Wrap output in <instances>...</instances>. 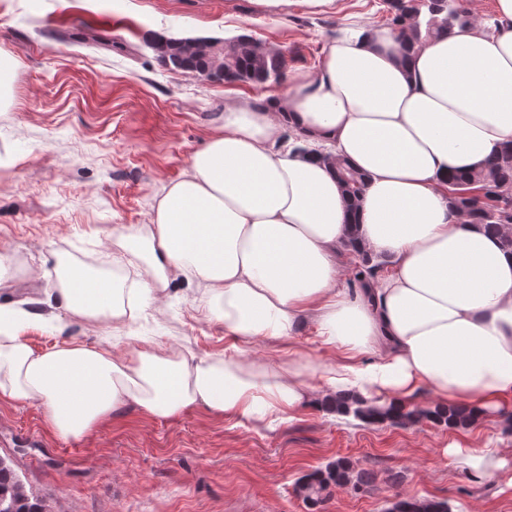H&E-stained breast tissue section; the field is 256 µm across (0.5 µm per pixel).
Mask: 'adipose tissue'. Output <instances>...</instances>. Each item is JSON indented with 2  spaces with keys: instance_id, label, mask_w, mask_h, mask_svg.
I'll return each mask as SVG.
<instances>
[{
  "instance_id": "ef3b65f1",
  "label": "adipose tissue",
  "mask_w": 512,
  "mask_h": 512,
  "mask_svg": "<svg viewBox=\"0 0 512 512\" xmlns=\"http://www.w3.org/2000/svg\"><path fill=\"white\" fill-rule=\"evenodd\" d=\"M496 12L501 28H457L408 51L390 30H354L270 105H225L223 131L163 187L151 223L112 231L148 281L126 289L62 263L63 310L122 329L179 278L203 285L209 318L239 343L287 339L311 322L342 356L319 374L323 399L407 406L426 390L479 420L497 413L512 399V249L450 205L447 183L512 142V0H496ZM295 138L310 154L293 151ZM328 154L367 175L357 212ZM352 236L391 268L368 291L341 281L336 254ZM26 318L0 305V400L37 403L64 439L131 403L164 419L204 409L271 423L312 391L292 358L271 365L153 341L38 350L19 334Z\"/></svg>"
}]
</instances>
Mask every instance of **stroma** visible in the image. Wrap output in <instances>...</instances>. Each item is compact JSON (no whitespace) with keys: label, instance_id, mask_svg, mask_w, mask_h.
I'll return each mask as SVG.
<instances>
[{"label":"stroma","instance_id":"stroma-1","mask_svg":"<svg viewBox=\"0 0 512 512\" xmlns=\"http://www.w3.org/2000/svg\"><path fill=\"white\" fill-rule=\"evenodd\" d=\"M357 25L386 28L381 0L281 14L258 13L252 0H0V56L14 66L0 106V304L36 313L21 336L40 350L67 335L89 345L108 338L120 350L132 335L200 355L230 348L206 316L203 287L182 280L128 330L69 320L57 302L58 262L123 284L144 272L141 262L113 264V228L150 223L162 187L223 126L225 104L281 90L169 70L146 45L152 34L248 35L284 51L294 72L313 68L331 36ZM241 357L316 367L338 359L308 322L292 338L245 345ZM452 442L512 449V427L495 415L466 429L373 426L312 403L255 425L205 410L157 419L130 405L89 435L63 439L36 404L0 401V457L46 512H386L398 494L443 500L452 512H512V463L475 484L448 457ZM339 457L371 471L372 483L332 488L310 508L297 482Z\"/></svg>","mask_w":512,"mask_h":512}]
</instances>
